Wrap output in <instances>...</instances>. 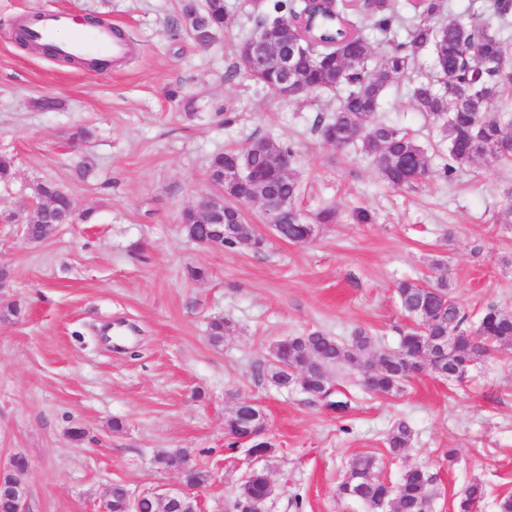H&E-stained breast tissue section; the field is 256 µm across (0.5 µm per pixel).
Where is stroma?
Instances as JSON below:
<instances>
[{
    "instance_id": "obj_1",
    "label": "stroma",
    "mask_w": 512,
    "mask_h": 512,
    "mask_svg": "<svg viewBox=\"0 0 512 512\" xmlns=\"http://www.w3.org/2000/svg\"><path fill=\"white\" fill-rule=\"evenodd\" d=\"M224 3L233 23L203 48L176 28L179 0H0V154L15 159L0 214L28 209L39 183L69 195L76 214L39 241L0 222L5 293L21 308L0 321V466L29 460L28 512H99L113 484L135 494L178 484L155 463L175 449L211 474L203 512H236L257 466L274 485L262 512H367L337 486L353 459L371 456L387 482L426 470L431 512H455L477 480L487 489L477 512H498L512 494V345L464 383L421 372L393 396L366 391L357 368L330 373L349 403L342 414L274 385L266 370L273 343L313 331L345 343L361 329L375 349H397L409 323L402 281L447 276L472 326L488 305L512 311V223L499 219L512 166L480 161L450 182L434 172L411 189L387 185L355 148L336 150L315 132L332 94L287 102L231 74V45L251 28L254 5ZM48 10L109 23L128 54L100 73L18 45V20ZM43 99L53 108H39ZM379 118L433 162L446 154L445 132L416 112L406 79L388 87ZM79 129L90 136L76 147ZM262 137L294 144L305 221L328 207L335 223L293 244L250 203L261 248L201 246L181 217L210 193V160ZM360 209L372 223H357ZM193 268L203 278H191ZM216 317L231 324L218 346L208 336ZM108 325L136 329L140 358L100 343ZM243 398L266 416L271 451L261 460L225 433ZM401 421L412 437L396 458L386 437ZM76 428L83 440H73Z\"/></svg>"
}]
</instances>
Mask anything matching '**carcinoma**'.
I'll list each match as a JSON object with an SVG mask.
<instances>
[{"mask_svg": "<svg viewBox=\"0 0 512 512\" xmlns=\"http://www.w3.org/2000/svg\"><path fill=\"white\" fill-rule=\"evenodd\" d=\"M417 23L408 33L407 40L398 42L380 59L373 60L375 49L366 30L381 33L390 31L396 16L388 0H371L358 10L365 15L368 27L358 26L345 19L344 10L334 0H312L305 4L298 0H276L274 11L254 17V29L284 31L288 41L304 37L315 45L309 54L298 59L296 67L311 90L334 91L348 88L329 115L320 116L315 128L320 137L336 129L335 147L342 150L355 143L367 155L380 178L387 184L402 188L410 187L428 178L431 161L425 149L406 132L388 126L377 119L383 95L396 79L407 77L413 81L412 97L418 111L433 120L442 122L448 136V160L441 168L443 178L451 181L457 174L471 167L481 158L497 162H512V114L504 112L491 116L490 105L502 99L512 88V56L505 48L503 34L508 31L512 17V0H492L491 14L499 29L491 22L474 14L459 16L446 23L439 21L443 0H413ZM287 9L292 23L288 28L278 24L282 9ZM196 0H183L181 14L184 23L191 26L197 37L216 33L230 25L224 12V0H206L205 10L196 12ZM432 54L430 73L422 79L415 78V66L421 51ZM260 149L243 158L232 151L216 155L210 165L232 167L249 165L261 168L267 165L271 152L288 155L294 162L296 152L292 145L281 144L272 138L256 140ZM225 194L239 203L254 197L256 189L246 180L224 183ZM265 190L288 199L291 223L284 224L279 236L292 241L304 236V224L294 203L300 185L294 176L274 179ZM33 193L44 200L47 211L30 225L32 239L39 240L50 224H57L71 209L69 197L55 187L40 183ZM228 225L225 226L224 244L233 248L248 239L256 245L262 240L248 224L239 223L236 211L226 210ZM430 290L421 284L403 281L397 286L402 309L408 316H415L423 324L425 332L407 330L400 338L399 348L376 352L377 369L364 385L372 392L393 395L401 390L410 377L409 359L427 357L431 340L448 335L454 330L455 343L451 350L433 361L429 372L457 381L453 372L471 367L488 355L494 346L512 343V312L496 305L484 310L478 326L465 327L466 317L453 296L448 280L441 277L429 283ZM229 323L215 318L209 324V339L218 346L224 341ZM373 347V339L358 330L347 343L315 331L302 336L290 337L275 343L272 358L278 362H301L306 365L304 392L316 395L323 390L325 377L317 364L330 366H358L365 352ZM411 429L400 422L389 432L386 443L390 453L398 456L408 447ZM373 457L354 460L348 473L338 485L337 495L346 498L348 491L360 489L356 500L369 512H428L431 507L432 477L419 467H408L394 482H383L375 476ZM268 475L263 469L254 468L242 484L236 508L252 512L253 505L267 495ZM485 496L480 483L471 484L456 504V512H471L473 504Z\"/></svg>", "mask_w": 512, "mask_h": 512, "instance_id": "1", "label": "carcinoma"}]
</instances>
